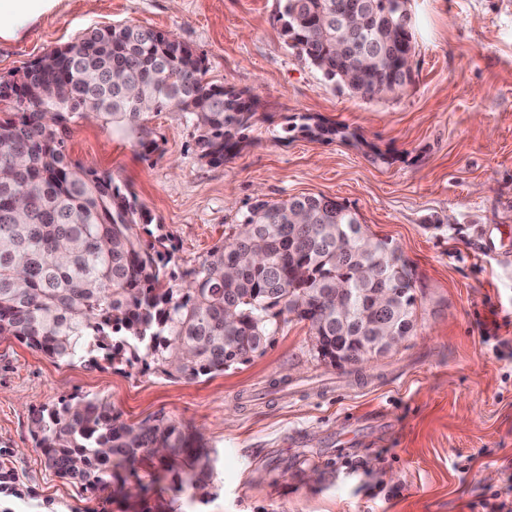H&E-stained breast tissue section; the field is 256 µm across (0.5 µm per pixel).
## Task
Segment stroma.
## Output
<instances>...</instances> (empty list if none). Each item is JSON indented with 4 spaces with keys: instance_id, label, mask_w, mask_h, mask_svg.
Here are the masks:
<instances>
[{
    "instance_id": "1",
    "label": "stroma",
    "mask_w": 512,
    "mask_h": 512,
    "mask_svg": "<svg viewBox=\"0 0 512 512\" xmlns=\"http://www.w3.org/2000/svg\"><path fill=\"white\" fill-rule=\"evenodd\" d=\"M283 0H65L20 38L0 40V79L88 27L131 23L176 35L205 81L247 92L257 115L223 164L201 160L182 113L140 130L80 120L70 157L111 173L149 212L180 269L228 240L256 199L323 195L358 212L416 278L415 327L357 365L318 357L290 316L249 361L197 379L139 367L54 361L0 338V449L12 453L14 512H123L120 501L45 468L33 411L99 397L127 423L164 413L215 460L206 495L182 512H484L512 503V0H410L415 82L367 101L289 48ZM310 115L349 138L291 129ZM153 143L145 152L142 142Z\"/></svg>"
}]
</instances>
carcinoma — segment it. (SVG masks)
Returning a JSON list of instances; mask_svg holds the SVG:
<instances>
[{
    "mask_svg": "<svg viewBox=\"0 0 512 512\" xmlns=\"http://www.w3.org/2000/svg\"><path fill=\"white\" fill-rule=\"evenodd\" d=\"M354 0H284L280 14L291 48L330 82L365 100L412 85L406 55L415 44L409 0L391 25L355 37L342 51L336 25ZM380 57L365 65V56ZM204 58L173 35L118 24L93 28L0 81L16 112L0 120V336H12L63 363L142 365L170 378L222 373L263 350L283 314L310 323L313 344L356 365L381 324L408 336L416 297L408 263L384 250L361 249L356 211L323 195L258 199L239 218L232 240L214 246L199 267L178 272L175 248L142 244L137 227L152 223L137 196L112 176L73 162L70 124L86 118L134 131L144 114L173 109L197 132L200 157L222 164L244 141L257 102L204 80ZM347 138L317 123L285 132ZM397 290L392 309L362 299L336 318V289ZM30 434L46 468L91 491L112 489L125 512L155 493L204 489L213 476L209 452L190 447L182 424L159 412L137 424L112 415L98 398L62 399L34 412ZM183 462L186 478L161 480ZM135 478L130 483L129 478ZM10 459L0 453V494L21 497Z\"/></svg>",
    "mask_w": 512,
    "mask_h": 512,
    "instance_id": "cac0c4a2",
    "label": "carcinoma"
}]
</instances>
